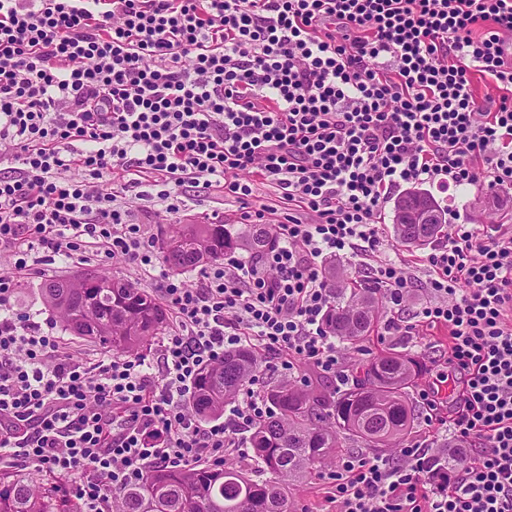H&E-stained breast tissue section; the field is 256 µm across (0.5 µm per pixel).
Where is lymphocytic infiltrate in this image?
<instances>
[{
    "instance_id": "1",
    "label": "lymphocytic infiltrate",
    "mask_w": 512,
    "mask_h": 512,
    "mask_svg": "<svg viewBox=\"0 0 512 512\" xmlns=\"http://www.w3.org/2000/svg\"><path fill=\"white\" fill-rule=\"evenodd\" d=\"M0 163V464L118 512L150 470L246 459L267 376L349 383L324 261L377 251L391 194L512 189V0H0ZM214 191L288 221L195 285L163 278L153 354L78 361L15 309L18 279L59 260L156 269L137 202L176 215ZM421 263L428 298L405 319L413 268L378 261L398 312L383 333L447 328L448 399L421 392L425 432L320 476L336 512H512V228L449 225ZM245 346L263 374L200 423L197 374Z\"/></svg>"
}]
</instances>
